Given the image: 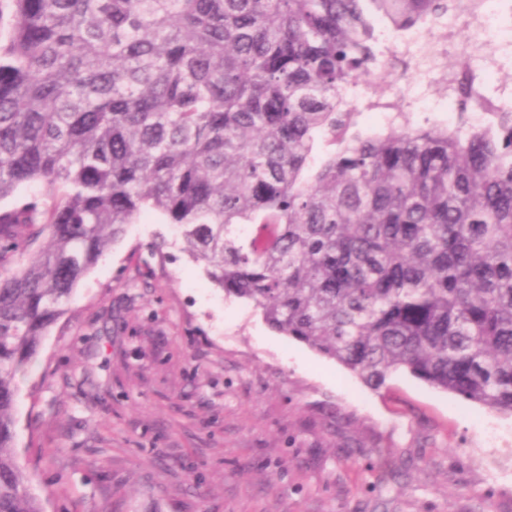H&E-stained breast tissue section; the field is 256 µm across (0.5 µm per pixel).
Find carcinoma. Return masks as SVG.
<instances>
[{
  "label": "carcinoma",
  "mask_w": 512,
  "mask_h": 512,
  "mask_svg": "<svg viewBox=\"0 0 512 512\" xmlns=\"http://www.w3.org/2000/svg\"><path fill=\"white\" fill-rule=\"evenodd\" d=\"M447 13L0 0V512H43L11 451L15 377L147 209L225 294L367 386L404 370L512 414V111L468 122L489 103L470 65L449 67L450 126L364 135L344 100L383 53L379 24ZM318 139L334 150L316 166Z\"/></svg>",
  "instance_id": "obj_1"
}]
</instances>
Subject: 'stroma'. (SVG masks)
Returning a JSON list of instances; mask_svg holds the SVG:
<instances>
[{
    "mask_svg": "<svg viewBox=\"0 0 512 512\" xmlns=\"http://www.w3.org/2000/svg\"><path fill=\"white\" fill-rule=\"evenodd\" d=\"M44 512H512V416L373 390L274 332L145 212L15 380Z\"/></svg>",
    "mask_w": 512,
    "mask_h": 512,
    "instance_id": "35a3bbf8",
    "label": "stroma"
}]
</instances>
